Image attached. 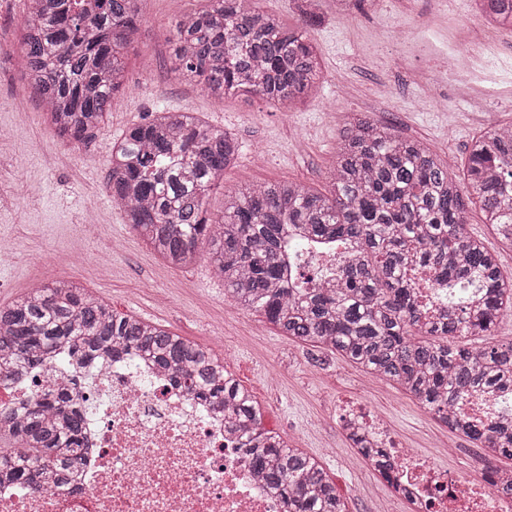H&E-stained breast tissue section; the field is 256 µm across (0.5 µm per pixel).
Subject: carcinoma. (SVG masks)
Here are the masks:
<instances>
[{
  "label": "carcinoma",
  "mask_w": 512,
  "mask_h": 512,
  "mask_svg": "<svg viewBox=\"0 0 512 512\" xmlns=\"http://www.w3.org/2000/svg\"><path fill=\"white\" fill-rule=\"evenodd\" d=\"M20 44L24 73L55 132L85 143L125 86L123 50L144 0H26ZM175 23L174 70L214 96L249 95L291 111L312 97L321 75L315 47L257 0H209ZM485 22L512 27V0H474ZM238 142L190 112H158L112 148L107 188L127 223L165 262L185 267L212 239V270L246 310L284 336L324 347L397 384L450 430L493 456L512 459V413L475 426L463 402L487 387L512 395V343L460 347L490 336L512 311V278L498 255L472 237L466 213L480 206L502 249L512 251V126L473 140L464 183L420 142L368 117L341 133L330 194L294 182L227 193L213 220L211 189L235 165ZM333 243L336 285L297 273L312 249ZM417 254L442 288L430 317L411 296L406 259ZM68 349L87 365L134 350L187 393L224 404L240 447L287 512H345L320 463L261 425L247 390L211 350L134 316L65 280L38 285L0 307V385ZM0 486L57 489L86 460L83 413L60 397L0 413ZM386 481L394 466L371 457Z\"/></svg>",
  "instance_id": "cac0c4a2"
}]
</instances>
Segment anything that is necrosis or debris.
Here are the masks:
<instances>
[{"instance_id":"obj_1","label":"necrosis or debris","mask_w":512,"mask_h":512,"mask_svg":"<svg viewBox=\"0 0 512 512\" xmlns=\"http://www.w3.org/2000/svg\"><path fill=\"white\" fill-rule=\"evenodd\" d=\"M61 390L85 408L93 451L63 490L1 488L0 512H284L237 435L225 431L222 407L194 398L148 362L106 356L82 369L62 352L41 371L0 386V410ZM338 421L364 446L388 452L391 488L412 512H512V497L487 479L493 456H486L482 477L463 479L402 447L362 405L345 406Z\"/></svg>"}]
</instances>
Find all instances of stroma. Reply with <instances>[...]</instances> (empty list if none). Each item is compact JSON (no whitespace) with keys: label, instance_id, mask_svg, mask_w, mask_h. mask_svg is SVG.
Masks as SVG:
<instances>
[{"label":"stroma","instance_id":"1","mask_svg":"<svg viewBox=\"0 0 512 512\" xmlns=\"http://www.w3.org/2000/svg\"><path fill=\"white\" fill-rule=\"evenodd\" d=\"M206 2L145 0L139 29L124 50L127 92L95 137L79 144L56 135L24 77L17 54L24 0H0V236L11 242L10 254L0 255V306L34 282L63 279L115 313L212 349L260 407L264 428L323 465L346 512H410L344 435L339 404H364L405 447L464 476L480 473L482 450L400 388L242 309L212 272L211 239L200 241L192 266L163 262L112 203L106 188L112 145L162 109L195 113L233 135L242 157L207 198L216 220L231 190L297 181L328 192L340 132L355 114L370 115L457 164L473 136L512 124V27L487 25L474 0H361L344 16L334 0H319L323 21L306 35L322 60L321 87L285 113L245 95L214 96L174 71L172 25ZM424 24L467 47L468 56L451 61L411 47L406 36ZM472 56L497 62L496 80L484 91L465 83L445 93L441 82L449 68L465 69ZM106 250L111 264L104 273L98 256Z\"/></svg>","mask_w":512,"mask_h":512}]
</instances>
